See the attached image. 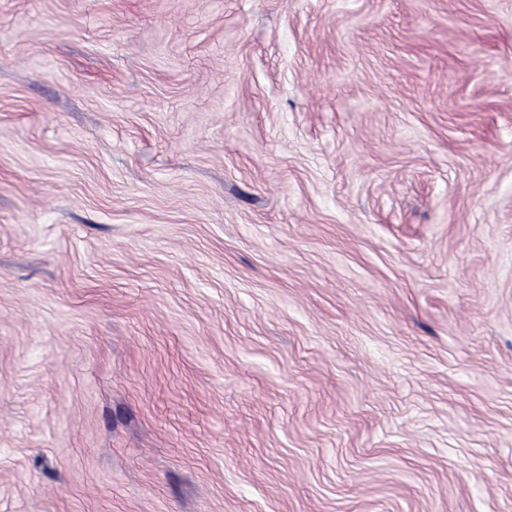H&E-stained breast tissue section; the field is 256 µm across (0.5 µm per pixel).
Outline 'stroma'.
I'll return each mask as SVG.
<instances>
[{
    "instance_id": "1",
    "label": "stroma",
    "mask_w": 512,
    "mask_h": 512,
    "mask_svg": "<svg viewBox=\"0 0 512 512\" xmlns=\"http://www.w3.org/2000/svg\"><path fill=\"white\" fill-rule=\"evenodd\" d=\"M0 512H512V0H0Z\"/></svg>"
}]
</instances>
